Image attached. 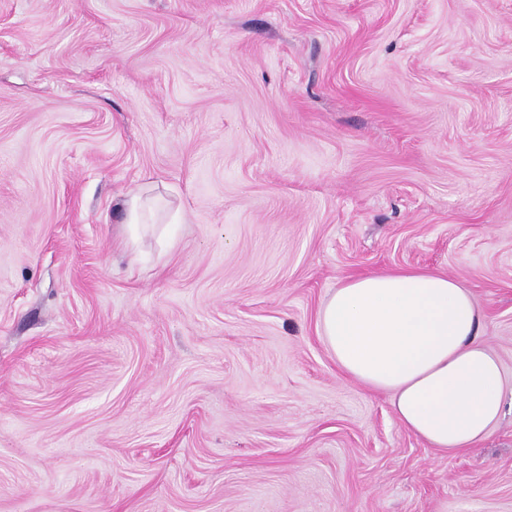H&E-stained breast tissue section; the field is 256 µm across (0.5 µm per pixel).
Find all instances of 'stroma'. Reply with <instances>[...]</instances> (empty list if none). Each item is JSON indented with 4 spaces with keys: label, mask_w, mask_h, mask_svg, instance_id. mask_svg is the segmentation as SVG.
Instances as JSON below:
<instances>
[{
    "label": "stroma",
    "mask_w": 512,
    "mask_h": 512,
    "mask_svg": "<svg viewBox=\"0 0 512 512\" xmlns=\"http://www.w3.org/2000/svg\"><path fill=\"white\" fill-rule=\"evenodd\" d=\"M395 269L511 388L512 0H0V512H512L320 334ZM122 205L127 215V224H129L130 227H137L138 224L144 223L142 219L145 216V202L141 189L129 192Z\"/></svg>",
    "instance_id": "stroma-1"
}]
</instances>
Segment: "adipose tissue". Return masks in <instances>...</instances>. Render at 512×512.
Instances as JSON below:
<instances>
[{
  "instance_id": "obj_1",
  "label": "adipose tissue",
  "mask_w": 512,
  "mask_h": 512,
  "mask_svg": "<svg viewBox=\"0 0 512 512\" xmlns=\"http://www.w3.org/2000/svg\"><path fill=\"white\" fill-rule=\"evenodd\" d=\"M318 319L341 372L390 394L398 423L439 452L474 447L502 417L501 364L455 279L417 270L350 277Z\"/></svg>"
}]
</instances>
